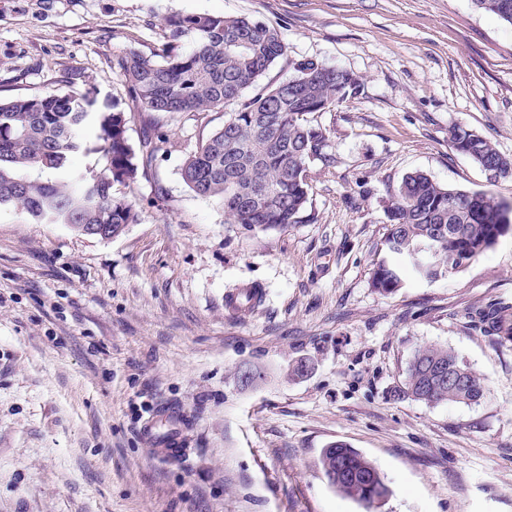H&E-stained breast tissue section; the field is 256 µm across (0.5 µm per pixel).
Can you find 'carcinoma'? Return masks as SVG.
<instances>
[{"label": "carcinoma", "instance_id": "1", "mask_svg": "<svg viewBox=\"0 0 512 512\" xmlns=\"http://www.w3.org/2000/svg\"><path fill=\"white\" fill-rule=\"evenodd\" d=\"M475 6L512 24V0H473ZM174 35L193 41L188 53L170 52L158 64L139 55L125 58L121 75L132 101L146 112H206L233 105L224 126L213 132L182 167L184 183L197 195L224 203L230 224L245 229H274L300 224L307 216L309 164L331 162L325 153L326 130L307 115L323 112L359 86L346 70L309 61L288 82L240 101L242 91L257 82L283 55L277 29L250 17L189 15L174 23ZM81 91L48 92L0 102V207L8 206L35 222L64 224L73 232L100 239L120 235L135 219L133 205L112 194V186L136 178L151 165L154 148L145 143L135 162L127 138V118L119 104L94 111ZM95 141L79 136L87 123ZM454 147L481 168L512 176V159L489 140L458 126ZM74 153L95 154L101 170L75 172L66 182L33 177V170L66 166ZM386 237L389 258L376 263L372 285L391 294L403 285L399 262L424 279L434 280L470 263L512 232V205L487 191L445 187L421 171L406 174L392 197ZM490 330L512 339V317L495 310L482 316ZM443 369L462 374L467 385L453 388L436 381ZM481 378L452 350L417 349L397 398L428 405L471 404L481 400ZM324 475L339 492L379 509L389 489L367 457L341 443L322 450Z\"/></svg>", "mask_w": 512, "mask_h": 512}]
</instances>
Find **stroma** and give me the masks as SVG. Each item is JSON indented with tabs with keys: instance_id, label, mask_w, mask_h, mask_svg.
<instances>
[{
	"instance_id": "obj_1",
	"label": "stroma",
	"mask_w": 512,
	"mask_h": 512,
	"mask_svg": "<svg viewBox=\"0 0 512 512\" xmlns=\"http://www.w3.org/2000/svg\"><path fill=\"white\" fill-rule=\"evenodd\" d=\"M199 14L279 31L283 55L243 99L306 60L360 79L309 116L332 162L309 166L303 223L244 229L183 182L223 110L132 105L121 60L192 50L170 23ZM74 89L120 103L132 149L155 156L113 186L137 219L111 239L0 207V512H365L319 466L333 442L378 468L381 512H512V340L478 317L512 314V233L437 279L371 282L405 174L512 204V176L488 182L448 138L463 126L512 158L511 24L473 0H0V101ZM246 284L264 299L240 317L224 298ZM426 345L453 349L485 397L394 399ZM161 406L184 419L181 460L140 438Z\"/></svg>"
}]
</instances>
